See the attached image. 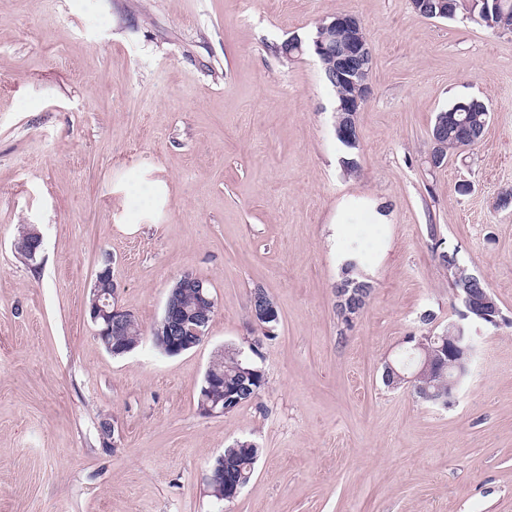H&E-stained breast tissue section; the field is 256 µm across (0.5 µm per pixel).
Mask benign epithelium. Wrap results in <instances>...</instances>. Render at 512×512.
Wrapping results in <instances>:
<instances>
[{"label":"benign epithelium","mask_w":512,"mask_h":512,"mask_svg":"<svg viewBox=\"0 0 512 512\" xmlns=\"http://www.w3.org/2000/svg\"><path fill=\"white\" fill-rule=\"evenodd\" d=\"M417 13L429 18L448 17L447 0H442L439 10L428 8V0H411ZM284 48L301 54L304 47L313 50L319 60L324 62V72L331 81L338 79L347 87L340 104L336 107L334 129L336 138L350 145L359 144L357 114L371 95L370 74L373 66L374 51L368 40L361 20L351 13H339L332 20L320 23L316 27L315 37L305 42L292 37L283 42ZM433 151L431 161L441 164L447 161L448 122L439 121L431 133ZM457 279L463 289L457 293L464 309L458 312V319L448 322V328L441 334L426 336H409L407 342L412 344V355L416 363L410 371L405 367H396L392 362L385 366L386 376L393 380L392 387H409L426 400H440L437 392L428 389L423 383L424 373L435 369L448 373V383L459 386L469 375L473 363V352L469 345V334L465 326L467 321H489L497 326L502 318L498 304L486 290L478 286V277L463 266H456ZM112 279L110 266L97 272L89 315L97 326V336H118L133 321V315L119 304V292L116 283L101 287V280ZM186 288L195 290L196 307L191 312L194 326L191 328L192 340L183 344L181 336L185 331L186 309L182 305L181 291ZM368 291L357 286L336 289V310L341 320L348 326L353 325L365 308ZM251 314L255 323L267 326L279 319L278 310L273 301L262 291L254 292L250 301ZM215 309V300L203 279L191 272L184 273L177 279L168 294L162 320L157 334L166 336L170 341L168 354L178 355L200 345L207 335L211 313ZM210 398L203 402L200 414L205 417L222 416L233 409L228 400L234 398L228 387L218 379L205 376ZM208 485L214 487L215 494L226 501L234 500L241 490L239 482L224 474L220 466L209 473Z\"/></svg>","instance_id":"obj_1"}]
</instances>
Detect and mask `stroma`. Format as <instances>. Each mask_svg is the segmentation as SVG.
I'll list each match as a JSON object with an SVG mask.
<instances>
[{
  "label": "stroma",
  "mask_w": 512,
  "mask_h": 512,
  "mask_svg": "<svg viewBox=\"0 0 512 512\" xmlns=\"http://www.w3.org/2000/svg\"><path fill=\"white\" fill-rule=\"evenodd\" d=\"M348 12L374 47L357 175L336 97L290 36ZM483 100L482 140L432 167L437 113ZM512 33L428 19L410 0H0V512H512ZM36 261L14 248L21 225ZM373 291L346 326L341 261ZM442 252L504 316L473 327L452 407L382 379L405 339L460 303ZM111 264L143 330L111 355L89 302ZM216 301L177 356L149 331L183 272ZM275 302L258 398L204 417L216 353L248 351ZM432 311L434 324L420 315ZM115 428L103 441L101 421ZM261 450L233 501L206 476ZM250 306L252 318L259 326L267 327L269 323L278 322L279 314L275 304L261 290L254 292Z\"/></svg>",
  "instance_id": "stroma-1"
}]
</instances>
